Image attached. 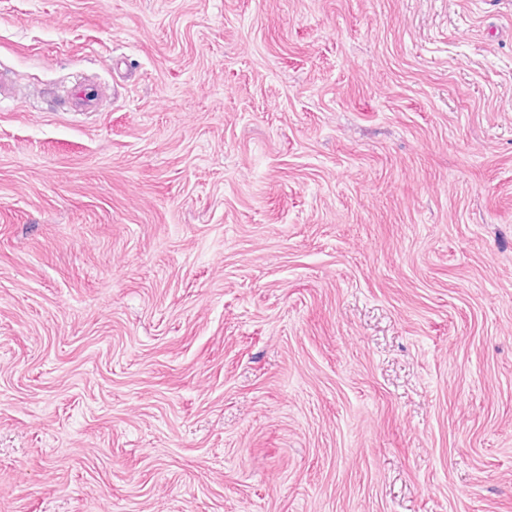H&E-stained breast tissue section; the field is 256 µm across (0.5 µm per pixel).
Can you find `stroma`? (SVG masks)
Segmentation results:
<instances>
[{"label": "stroma", "mask_w": 512, "mask_h": 512, "mask_svg": "<svg viewBox=\"0 0 512 512\" xmlns=\"http://www.w3.org/2000/svg\"><path fill=\"white\" fill-rule=\"evenodd\" d=\"M0 67V512H512V0H0Z\"/></svg>", "instance_id": "stroma-1"}]
</instances>
